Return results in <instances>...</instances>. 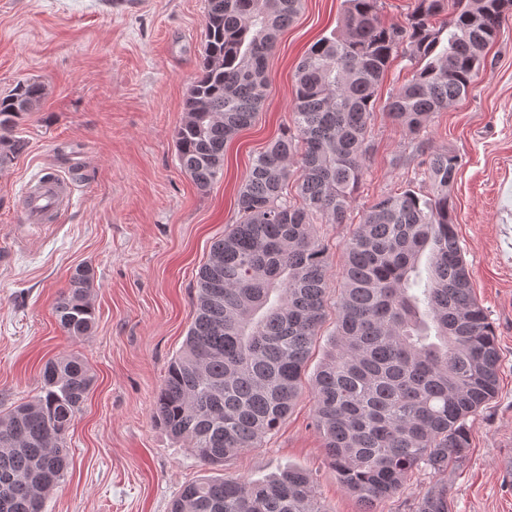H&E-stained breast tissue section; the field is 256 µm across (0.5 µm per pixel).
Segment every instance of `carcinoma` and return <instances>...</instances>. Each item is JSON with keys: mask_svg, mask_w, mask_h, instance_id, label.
Segmentation results:
<instances>
[{"mask_svg": "<svg viewBox=\"0 0 512 512\" xmlns=\"http://www.w3.org/2000/svg\"><path fill=\"white\" fill-rule=\"evenodd\" d=\"M301 0H207L202 63L175 133L180 167L205 191L223 172L224 145L265 100L267 58ZM379 0H347L339 31L299 63L292 127L254 159L239 222L200 268L193 321L157 394L154 420L203 465L222 468L260 448L301 393L328 302V245L314 219L347 220L363 178L375 90L393 54L411 79L385 104L417 137L433 115L467 96L512 0H416L404 27L381 22ZM37 82L0 97V166L22 154L20 116ZM435 191L411 188L373 202L344 245L330 349L311 378L313 425L342 486L374 512L414 468L438 475L469 448L467 420L499 391V354L472 294L450 190L452 152L424 162ZM298 199L283 196L289 180ZM429 253L427 279L419 261ZM94 273L75 270L55 314L72 338L90 335ZM76 357L46 363L41 395L0 411V512H43L64 475L67 437L91 386ZM171 512H328L307 471L265 481L206 477L184 486ZM415 512H448L437 481Z\"/></svg>", "mask_w": 512, "mask_h": 512, "instance_id": "obj_1", "label": "carcinoma"}]
</instances>
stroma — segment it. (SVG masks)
<instances>
[{"label":"stroma","mask_w":512,"mask_h":512,"mask_svg":"<svg viewBox=\"0 0 512 512\" xmlns=\"http://www.w3.org/2000/svg\"><path fill=\"white\" fill-rule=\"evenodd\" d=\"M345 0H301L267 61L269 88L255 122L229 139L224 168L199 190L180 167L175 132L202 56L206 0H0V95L42 84L16 132L26 151L0 167V410L40 394L46 362L82 359L93 385L67 438L70 465L44 512H170L202 475L187 449L153 418L155 396L183 347L198 273L212 244L239 218L253 159L291 124L295 73L310 46L338 26ZM410 76L395 59L376 89L366 170L347 223L317 225L337 297L344 243L380 196L432 193L424 153L451 151L462 165L451 188L457 236L473 294L500 353L499 392L469 417V450L448 465L450 512H512V17L489 46L465 98L407 136L383 106ZM75 180L70 207L23 227L24 184L45 172ZM90 267L95 326L70 338L54 305L75 270ZM303 389L262 447L224 473L259 481L307 470L328 512H362L340 484ZM432 480L413 470L375 512H415Z\"/></svg>","instance_id":"obj_1"}]
</instances>
